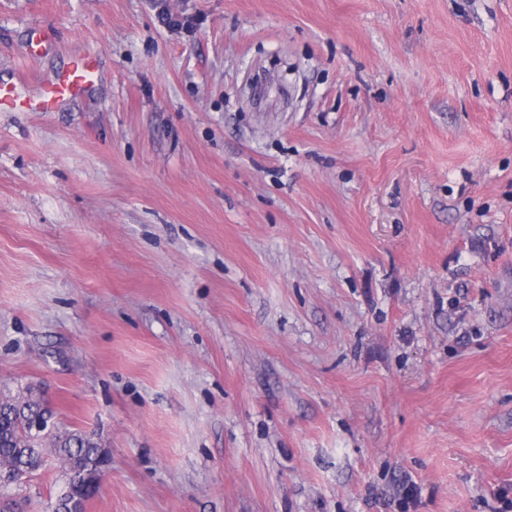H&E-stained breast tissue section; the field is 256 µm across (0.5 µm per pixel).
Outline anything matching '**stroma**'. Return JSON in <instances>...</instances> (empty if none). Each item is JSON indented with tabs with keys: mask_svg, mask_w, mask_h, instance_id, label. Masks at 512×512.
<instances>
[{
	"mask_svg": "<svg viewBox=\"0 0 512 512\" xmlns=\"http://www.w3.org/2000/svg\"><path fill=\"white\" fill-rule=\"evenodd\" d=\"M0 87V390L86 512H512V0H0ZM94 75L93 62L89 58L78 57L69 72L43 91L36 104L37 109L50 111L60 100L83 91L92 82ZM34 417L47 421L48 429L35 432L31 427ZM64 463L63 473L67 483L50 504L52 512H60L58 503L81 487L71 482V475L79 469L98 468L101 464L98 442L93 432L61 428L54 412L43 398L7 396L0 394V476L5 481L16 478L5 474L27 473L31 478L46 464L47 449ZM5 474V475H4ZM106 470H103V473H90V474H77L74 477V481L83 485L85 488V497L78 498L71 504L70 512H83L84 503L91 498L101 483L102 477L104 476Z\"/></svg>",
	"mask_w": 512,
	"mask_h": 512,
	"instance_id": "1",
	"label": "stroma"
}]
</instances>
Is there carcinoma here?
Returning a JSON list of instances; mask_svg holds the SVG:
<instances>
[{
	"label": "carcinoma",
	"mask_w": 512,
	"mask_h": 512,
	"mask_svg": "<svg viewBox=\"0 0 512 512\" xmlns=\"http://www.w3.org/2000/svg\"><path fill=\"white\" fill-rule=\"evenodd\" d=\"M48 423L44 432L31 427L33 418ZM100 451L95 434L61 428L44 399L0 394V475L25 472L33 476L53 453L64 463L63 473L71 476L79 469L98 468Z\"/></svg>",
	"instance_id": "obj_1"
}]
</instances>
